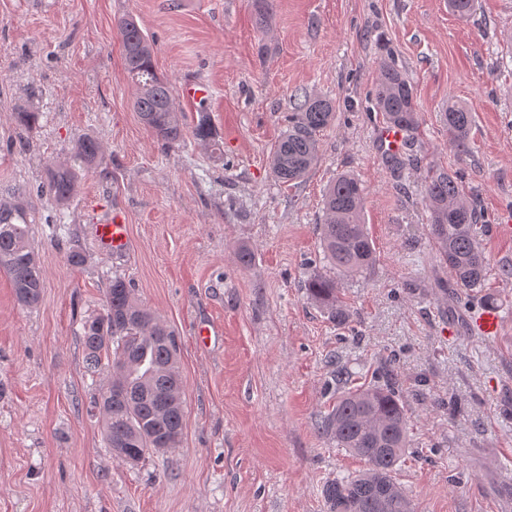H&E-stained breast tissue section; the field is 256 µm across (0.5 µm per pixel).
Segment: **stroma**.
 Returning a JSON list of instances; mask_svg holds the SVG:
<instances>
[{
    "label": "stroma",
    "instance_id": "35a3bbf8",
    "mask_svg": "<svg viewBox=\"0 0 512 512\" xmlns=\"http://www.w3.org/2000/svg\"><path fill=\"white\" fill-rule=\"evenodd\" d=\"M0 0V201L25 191L42 299L18 306L0 272V512H326L325 481L362 469L320 424L336 403L335 371L357 383L393 369L410 421L411 455L395 479L418 512H512V0H479L461 19L448 0ZM133 17L154 42L184 138L158 140L136 93L116 25ZM410 81L419 127L392 169L366 99L381 59ZM203 84L206 96L185 97ZM336 103L319 160L302 181L274 177L271 154L296 98ZM472 115L468 150L448 145L449 101ZM216 134L196 139L200 111ZM35 112L31 128L16 113ZM101 141L74 196H40L48 167L75 139ZM457 174L482 214L486 286L458 288L436 257L424 184ZM348 172L368 188L376 251L341 279L349 327L306 294L327 272L316 226L322 191ZM122 214L125 256L93 226ZM251 265L240 266L239 247ZM83 250L84 266L65 254ZM176 333L185 385L178 448L131 466L104 447L91 401L83 319L101 312L114 275ZM496 301L504 332L473 336L469 319ZM213 328L198 345L195 328Z\"/></svg>",
    "mask_w": 512,
    "mask_h": 512
}]
</instances>
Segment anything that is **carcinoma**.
Here are the masks:
<instances>
[{
	"instance_id": "1",
	"label": "carcinoma",
	"mask_w": 512,
	"mask_h": 512,
	"mask_svg": "<svg viewBox=\"0 0 512 512\" xmlns=\"http://www.w3.org/2000/svg\"><path fill=\"white\" fill-rule=\"evenodd\" d=\"M125 68L136 86L133 107L158 138L175 144L183 138L182 113L172 89L154 68L153 43L135 20L118 23ZM376 111L409 131L418 125L413 88L391 61L380 65L371 91ZM336 116L329 98L306 96L288 116V125L275 146L270 164L282 183L303 178L319 158L318 137ZM448 144L465 151L472 117L455 102L444 112ZM102 144L82 138L73 146L71 163L53 166L40 193L58 203L68 201L76 188L77 170L91 166ZM367 188L350 174L338 175L325 189L323 219L318 225L324 259L336 275H317L306 285L307 298L324 310L338 327L351 321L340 300L336 277L368 271L374 262L372 240L364 224ZM25 192L11 202H0V270L14 288L18 304L36 306L42 296L38 255L29 242L32 214ZM429 231L439 261L457 285L484 287L488 260L478 239V215L462 181L449 173L431 175L425 184ZM83 342L88 367L95 371L107 359L110 380L94 398L102 417L103 442L113 459L138 464L147 454L179 445L184 423V383L179 371L175 332L134 296L122 277L106 289L103 312L84 321ZM353 373L336 366L341 395L321 423L322 432L363 458L368 467L358 474L338 477L322 487L327 512H415V504L392 476L407 456L409 440L405 409L395 382L364 388L352 386Z\"/></svg>"
}]
</instances>
